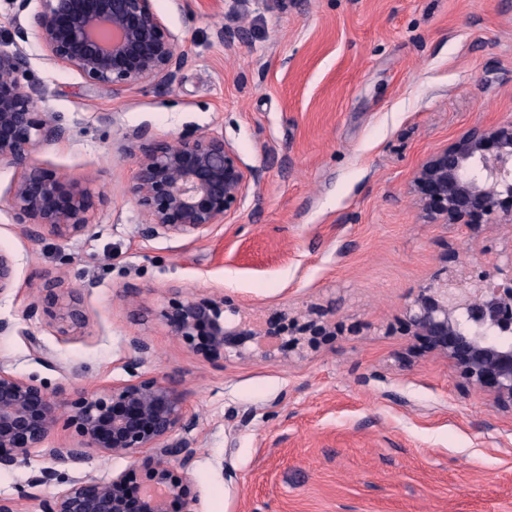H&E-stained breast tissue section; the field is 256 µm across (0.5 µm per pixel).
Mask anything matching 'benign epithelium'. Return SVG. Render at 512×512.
<instances>
[{
	"label": "benign epithelium",
	"instance_id": "benign-epithelium-1",
	"mask_svg": "<svg viewBox=\"0 0 512 512\" xmlns=\"http://www.w3.org/2000/svg\"><path fill=\"white\" fill-rule=\"evenodd\" d=\"M37 2L19 35L33 34L47 59L76 67L91 87L120 93L168 83L188 62L153 0ZM26 64L21 52L0 50V164L18 171L8 204L24 233L67 242L89 231L93 195L36 162L37 149L68 139L70 128L40 110L35 90L21 81ZM131 153L136 171L126 192L141 211L145 237L204 234L240 209L255 178L224 137L206 132L178 143L141 134ZM411 190L431 223L474 231L501 217L512 222V122L472 128L428 155ZM14 278L13 258L0 250V295ZM39 288L61 333L82 328L74 291L47 274ZM238 315L222 294L187 296L177 289L160 311L170 335L206 359L272 356ZM328 315L313 306L302 319L284 312L266 323L265 333L301 355L319 337L336 333ZM403 320L407 335L448 360L461 393L484 388L512 415V255L502 265L477 269L442 257L433 279L405 305ZM130 347L127 368L134 379L74 398L61 385L50 390L0 364L1 472L28 464L34 448L44 449L52 466L33 477V485L52 481L58 466L80 467L96 455L141 460L108 479H69L42 500L41 512H198V499L188 497L195 450L185 437L194 427L186 395L168 380L137 374L151 347L138 337ZM63 420L74 428L73 443L45 447Z\"/></svg>",
	"mask_w": 512,
	"mask_h": 512
}]
</instances>
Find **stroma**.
<instances>
[{
  "label": "stroma",
  "instance_id": "1",
  "mask_svg": "<svg viewBox=\"0 0 512 512\" xmlns=\"http://www.w3.org/2000/svg\"><path fill=\"white\" fill-rule=\"evenodd\" d=\"M22 0H0V49L22 51L41 109L73 124L37 160L93 194V227L68 242L23 234L0 165V250L15 280L0 295V364L68 394L142 374L174 382L195 426L199 512H512V415L461 394L433 354L402 368L403 307L442 256L503 264L512 223L471 232L429 224L410 191L430 153L474 127L512 122V0H154L188 64L166 85L120 94L20 39ZM245 40L225 45V28ZM223 136L256 175L245 205L200 237L147 238L126 195L140 133ZM74 289L77 332L27 316L38 274ZM221 293L265 319L330 309L336 333L303 355L208 361L159 313L173 289ZM43 353L35 355L33 344ZM0 472L25 512L62 490L47 467Z\"/></svg>",
  "mask_w": 512,
  "mask_h": 512
}]
</instances>
